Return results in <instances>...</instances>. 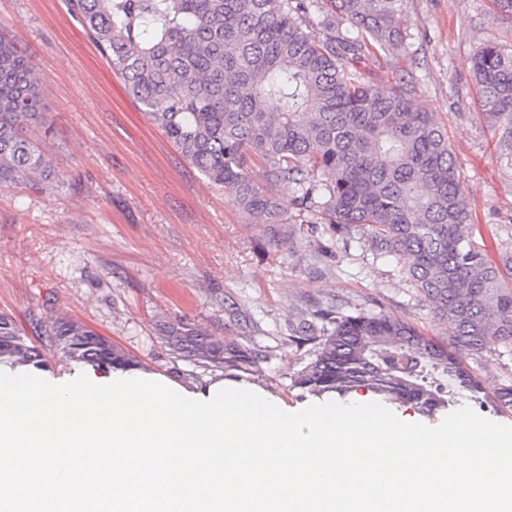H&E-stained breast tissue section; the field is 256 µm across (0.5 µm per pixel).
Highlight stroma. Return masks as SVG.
Segmentation results:
<instances>
[{
	"label": "stroma",
	"instance_id": "35a3bbf8",
	"mask_svg": "<svg viewBox=\"0 0 512 512\" xmlns=\"http://www.w3.org/2000/svg\"><path fill=\"white\" fill-rule=\"evenodd\" d=\"M403 51L368 56L365 80H402L414 106L448 130L471 193L474 239L498 261L512 250V163L483 119L467 60L485 43L512 45V17L492 0H406ZM0 28L42 81L46 128H35L48 178L0 186V313L32 322L78 321L134 355L144 376L189 391L217 370L175 358L162 321L261 346L270 358L229 379L282 409L314 403L292 385L312 346H291V324L315 306L377 304L448 337L391 256L341 238L302 212L293 245L274 249L223 187L199 173L125 93L67 11L65 0H0Z\"/></svg>",
	"mask_w": 512,
	"mask_h": 512
}]
</instances>
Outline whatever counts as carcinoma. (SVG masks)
<instances>
[{
  "label": "carcinoma",
  "instance_id": "1",
  "mask_svg": "<svg viewBox=\"0 0 512 512\" xmlns=\"http://www.w3.org/2000/svg\"><path fill=\"white\" fill-rule=\"evenodd\" d=\"M405 0H327V30L308 29L318 0H67L128 95L211 183L228 190L268 245L288 244V206L311 212L342 237L364 241L405 274L449 324L434 339L383 309L331 306L292 329L313 357L294 386L345 397L361 388L432 416L453 403L448 383L477 398L468 363L512 346V250L491 263L472 239V214L447 130L413 108L399 83L359 78L371 49L402 50ZM483 120L512 156V47L480 46L469 59ZM30 57L0 33V185L49 175L28 138L45 121ZM262 167L263 181L250 174ZM291 190L285 201L279 189ZM29 344L0 313V367L66 362L127 372L140 362L71 320L35 322ZM178 358L248 371L268 351L223 343L182 319L159 328Z\"/></svg>",
  "mask_w": 512,
  "mask_h": 512
}]
</instances>
